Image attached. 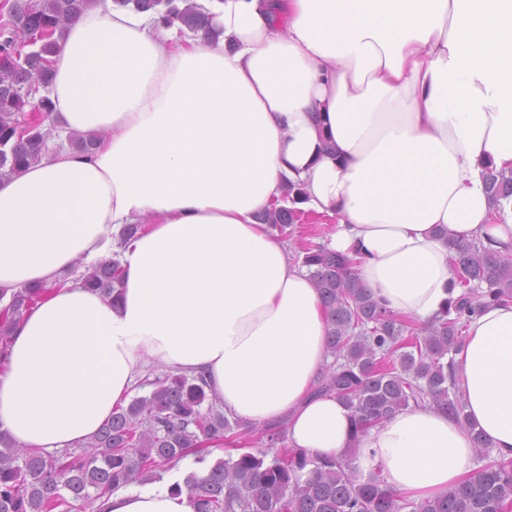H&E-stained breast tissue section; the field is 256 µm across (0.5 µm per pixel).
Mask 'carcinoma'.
<instances>
[{
	"instance_id": "carcinoma-1",
	"label": "carcinoma",
	"mask_w": 512,
	"mask_h": 512,
	"mask_svg": "<svg viewBox=\"0 0 512 512\" xmlns=\"http://www.w3.org/2000/svg\"><path fill=\"white\" fill-rule=\"evenodd\" d=\"M88 0H12L0 21V170L14 172L39 157L52 112L48 95L35 97L52 81L51 37ZM161 20L176 18L209 38L208 13L199 5L179 8L177 0H116ZM492 196H512V174L489 172ZM302 188L288 186L262 223L293 236L305 212L296 208ZM460 296L433 321L409 327L379 306L346 257L324 244L299 242L306 267L329 322L327 347L335 361L322 373L317 392L334 394L353 413L355 433L411 406L446 412L467 424L464 405L446 361L464 340L463 329L482 308L512 301V255L474 237L452 242ZM120 263H97L83 285L114 299ZM46 287L13 294L0 320V347L7 345L11 320L21 316ZM147 396L118 406L84 445L81 455L65 450L44 454L20 450L0 432V512H88L112 491L158 470H171L206 441L219 445L231 430L203 380L173 373L145 380ZM207 410H202V406ZM261 448L218 459L201 477L194 472L171 486L196 501V512H505L512 507V460L471 471L459 488L434 499L408 503L376 478L356 480L347 460L334 462L297 448H280L284 432L253 430Z\"/></svg>"
}]
</instances>
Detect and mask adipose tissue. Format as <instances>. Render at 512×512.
<instances>
[{
  "instance_id": "1",
  "label": "adipose tissue",
  "mask_w": 512,
  "mask_h": 512,
  "mask_svg": "<svg viewBox=\"0 0 512 512\" xmlns=\"http://www.w3.org/2000/svg\"><path fill=\"white\" fill-rule=\"evenodd\" d=\"M212 41L92 0L56 38L51 123L92 136L0 178V310L48 291L0 355V432L45 453L93 435L148 365L203 375L249 426L346 458L422 501L457 487L472 432L512 460V302L483 308L454 356L467 424L409 408L363 435L315 389L327 319L307 269L257 215L286 185L334 218L373 299L422 323L461 288L447 236L512 252V0H201ZM141 225L134 238L125 225ZM118 258L116 301L71 277ZM102 512H196L125 486Z\"/></svg>"
}]
</instances>
